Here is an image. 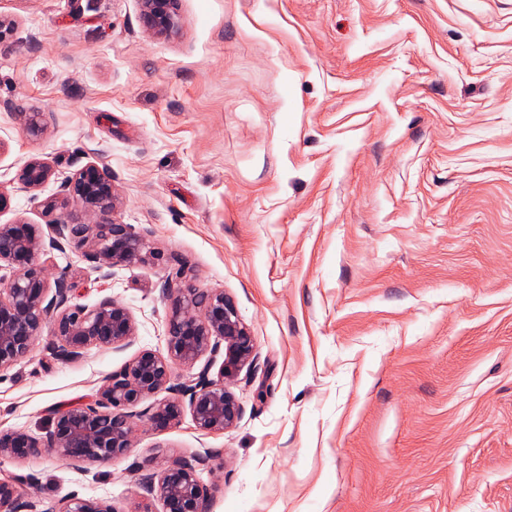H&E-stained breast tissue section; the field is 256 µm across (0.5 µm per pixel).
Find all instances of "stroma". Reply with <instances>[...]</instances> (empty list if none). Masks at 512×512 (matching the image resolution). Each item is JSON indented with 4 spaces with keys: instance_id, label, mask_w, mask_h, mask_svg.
<instances>
[{
    "instance_id": "obj_1",
    "label": "stroma",
    "mask_w": 512,
    "mask_h": 512,
    "mask_svg": "<svg viewBox=\"0 0 512 512\" xmlns=\"http://www.w3.org/2000/svg\"><path fill=\"white\" fill-rule=\"evenodd\" d=\"M0 0V180L111 167L117 221L157 260L97 279L39 256L134 340L0 372V429L43 435L141 350L165 351L182 280L233 298L256 344L235 426L138 429L71 468L0 465L23 499L126 512L135 469L223 449L212 512H512V0ZM22 112L50 119L35 136ZM177 0H140V16L143 24L160 35L177 30L175 3ZM54 175L52 166L44 159L31 157L21 164L13 179L17 190L35 192L43 187Z\"/></svg>"
}]
</instances>
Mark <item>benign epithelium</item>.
<instances>
[{
	"mask_svg": "<svg viewBox=\"0 0 512 512\" xmlns=\"http://www.w3.org/2000/svg\"><path fill=\"white\" fill-rule=\"evenodd\" d=\"M176 0H140L143 24L160 35L177 30ZM32 133L47 126L44 112H21ZM54 175L45 160L31 157L21 164L17 189L35 192ZM117 195L112 169L89 161L61 182L58 197L40 202L49 233L25 220L0 224V372L27 358L39 331L51 325L48 348L61 361L80 358L90 347L121 349L136 335L130 310L112 298L93 306L73 302V285L64 276L49 281L37 256L67 244L93 262L92 270L109 279L118 266L133 267L156 258L146 237L130 224L114 220ZM162 295L170 301L166 352L141 350L130 362L102 380L94 400L57 414L40 437L24 431L0 430V465L20 461L48 448L73 468L108 462L131 448L134 418L163 433L190 412L203 433L222 432L241 418L243 407L230 385L244 368H253L256 345L239 317L233 299L222 291L199 290L167 283ZM218 373L211 375L217 360ZM191 371L174 382L175 367ZM170 397L134 410L155 394ZM221 450L172 455L157 470L147 462L137 469L139 501L132 512H153L159 498L162 512H210L214 488L201 482L199 471ZM0 512H116L101 500L78 496L58 501L25 500L8 480H0Z\"/></svg>",
	"mask_w": 512,
	"mask_h": 512,
	"instance_id": "benign-epithelium-1",
	"label": "benign epithelium"
}]
</instances>
